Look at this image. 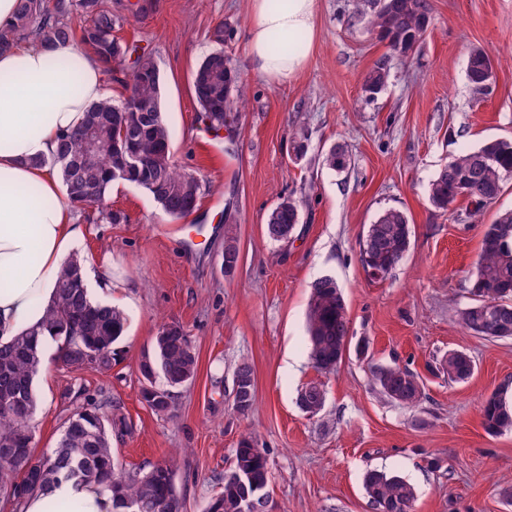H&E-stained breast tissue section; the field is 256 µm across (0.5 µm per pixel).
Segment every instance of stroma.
Listing matches in <instances>:
<instances>
[{"instance_id":"35a3bbf8","label":"stroma","mask_w":512,"mask_h":512,"mask_svg":"<svg viewBox=\"0 0 512 512\" xmlns=\"http://www.w3.org/2000/svg\"><path fill=\"white\" fill-rule=\"evenodd\" d=\"M108 2L124 18L118 37L157 63L173 153L198 178L200 197L182 223L124 182L107 204L126 222L90 223L86 210L73 208L87 225L80 253L112 257V303L128 317L124 358L105 372L46 362L35 383V454L55 447L73 411L64 392L74 388L85 400L120 404L127 430L112 448L123 472L168 463L186 512H205L245 435L265 451L273 512H372L363 489L371 469L414 485L413 512H512L498 494L512 487V432L487 433L480 412L487 396L512 385V339H480L457 322L471 301L482 225L512 209V179L479 224L468 198L444 212L429 201L431 180L453 155L512 138V0H429L428 29L406 55L370 29L357 0H318L307 64L280 86L249 60L250 0ZM219 24L246 98L233 128L217 133L200 112L191 75L215 50ZM475 47L494 63L484 92L467 77ZM380 64L388 82L371 97L363 79ZM300 136L307 147L298 157ZM337 143L351 158L342 173L323 164ZM285 198L299 202L301 220L289 241L275 242L265 224ZM392 207L410 219L411 246L378 280L361 264L358 243ZM230 240L239 258L227 273ZM323 276L341 288L352 338L368 343L366 356L346 352L327 374L313 367L306 333L310 285ZM167 322L186 328L198 356L197 375L175 390L170 416L144 403L137 369ZM451 350L472 358L468 380L432 372ZM243 358L254 369L256 402L240 415L231 403ZM393 364L420 376L419 406L392 402L375 385L374 370ZM310 382L326 391L314 416L297 404Z\"/></svg>"}]
</instances>
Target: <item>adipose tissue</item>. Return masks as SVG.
<instances>
[{
  "label": "adipose tissue",
  "instance_id": "obj_1",
  "mask_svg": "<svg viewBox=\"0 0 512 512\" xmlns=\"http://www.w3.org/2000/svg\"><path fill=\"white\" fill-rule=\"evenodd\" d=\"M248 53L258 74L285 84L307 64V53L275 54L283 43L317 38L318 0H250ZM105 96L100 63L74 44L39 42L0 51V343L40 326L64 262L85 227L59 203L60 184L50 165L58 138ZM114 512L111 498L93 484L62 481L27 498L22 512Z\"/></svg>",
  "mask_w": 512,
  "mask_h": 512
}]
</instances>
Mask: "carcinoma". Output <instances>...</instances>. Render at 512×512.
<instances>
[{
  "mask_svg": "<svg viewBox=\"0 0 512 512\" xmlns=\"http://www.w3.org/2000/svg\"><path fill=\"white\" fill-rule=\"evenodd\" d=\"M79 17L81 24L72 23ZM368 26L388 41L392 50L413 51L429 25L427 0H374L366 13ZM123 19L112 12L106 0H17L14 21L0 29V51L36 38L45 44L73 43L103 65L107 75L124 93L90 105L81 123L61 136L54 164L71 204L97 206L99 219L118 224L119 211L105 205L116 182H130L149 193L171 219L187 217L197 207L200 183L179 169L171 147V134L162 107L160 71L149 54L137 55L125 65L130 46L115 32ZM492 59L481 48L472 49L467 76L482 91L490 84L485 71L493 70ZM388 72L382 65L364 77L363 89L380 93ZM197 104L211 128L237 119L243 104L238 72L221 49L209 53L192 73ZM325 166L337 172L349 164L345 147L335 144L324 157ZM512 177V139L494 138L478 148L452 157L430 184L431 204L446 211L460 196L474 200L469 217L499 198L504 182ZM300 223V207L292 199L281 201L270 213L265 231L273 241L290 236ZM412 228L407 214L398 208L384 210L359 241L363 264L394 267L409 250ZM473 302L459 310L458 323L466 332L482 339H512V210L496 215L484 225L481 249L470 278ZM127 318L123 310L94 302L81 274L77 255L61 268L55 292L46 311L44 329L17 336L0 345V493L17 504L26 496L59 481L95 483L113 501L133 512H185L171 469L155 464L146 472L113 473L116 459L112 432L126 423L104 406H79L52 450L39 457L32 451V423L37 409L34 380L44 366L46 347L56 345L54 360L80 370L93 367L108 371L120 358ZM309 355L321 373L336 369L349 348L350 321L336 281L321 278L311 284L307 314ZM142 377L141 397L154 412L169 415L174 409L171 392L191 383L198 359L191 337L178 322L161 325L152 339L151 350L138 362ZM439 371L450 382L471 377L474 363L459 350L448 352ZM248 388L242 402H233L234 412L245 415L255 404L256 391L251 363L242 360L235 370ZM162 379L164 387L157 386ZM375 384L388 399L415 406L423 398L417 373L399 365L380 366ZM508 386L499 387L482 404L483 425L496 435L512 431V404ZM244 476L242 482L236 475ZM271 480L267 459L243 437L234 450L231 467L224 473L223 486L208 502L206 512H243L246 498L268 496ZM364 489L374 512H412L415 488L398 475L369 471Z\"/></svg>",
  "mask_w": 512,
  "mask_h": 512,
  "instance_id": "1",
  "label": "carcinoma"
}]
</instances>
